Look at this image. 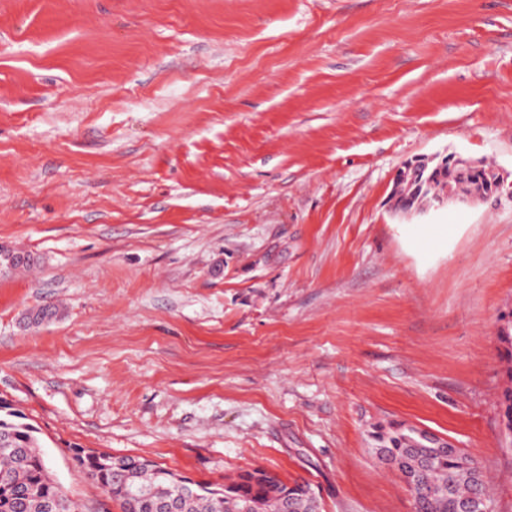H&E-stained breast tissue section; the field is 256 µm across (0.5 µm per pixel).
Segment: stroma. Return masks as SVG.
I'll list each match as a JSON object with an SVG mask.
<instances>
[{
	"label": "stroma",
	"instance_id": "obj_1",
	"mask_svg": "<svg viewBox=\"0 0 512 512\" xmlns=\"http://www.w3.org/2000/svg\"><path fill=\"white\" fill-rule=\"evenodd\" d=\"M452 151L512 171V0H0V399L67 496L121 512L84 449L414 512L403 423L512 512V190L387 204ZM498 340L503 347V359L507 362L505 374L506 385L499 396L500 416L504 433L510 438L512 446V322L507 323L500 329Z\"/></svg>",
	"mask_w": 512,
	"mask_h": 512
}]
</instances>
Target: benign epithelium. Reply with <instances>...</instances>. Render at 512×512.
Listing matches in <instances>:
<instances>
[{
  "instance_id": "1",
  "label": "benign epithelium",
  "mask_w": 512,
  "mask_h": 512,
  "mask_svg": "<svg viewBox=\"0 0 512 512\" xmlns=\"http://www.w3.org/2000/svg\"><path fill=\"white\" fill-rule=\"evenodd\" d=\"M438 166L448 167V185L441 193L413 208L409 204L398 202L399 196L393 195L391 208L405 214L422 213L427 209L441 208L448 205H473L489 196L500 193L505 187H512L509 174L499 168L484 167V164L467 158L457 152H448L433 157H421L405 162L396 172L395 178L412 174L420 176L432 161Z\"/></svg>"
}]
</instances>
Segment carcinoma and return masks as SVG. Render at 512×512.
Returning a JSON list of instances; mask_svg holds the SVG:
<instances>
[{
	"mask_svg": "<svg viewBox=\"0 0 512 512\" xmlns=\"http://www.w3.org/2000/svg\"><path fill=\"white\" fill-rule=\"evenodd\" d=\"M440 186L438 174L426 171L406 179L399 193L413 202ZM0 264L19 268L29 258L0 249ZM507 362L506 385L499 396L506 437L512 439V322L499 331ZM24 415L0 399V512H78L62 490L41 450L37 430ZM378 459L412 482L415 512H468L475 490L478 463L460 449L445 448L429 432L401 424L380 426L373 432ZM88 475L114 500L122 512H159L162 500L178 503V512H321L320 500L305 480L291 483L264 468L244 470L216 487L192 482L150 461L114 457L109 453H77Z\"/></svg>",
	"mask_w": 512,
	"mask_h": 512,
	"instance_id": "carcinoma-1",
	"label": "carcinoma"
}]
</instances>
